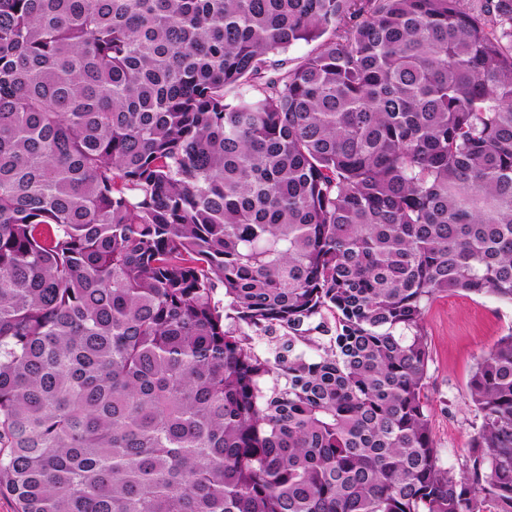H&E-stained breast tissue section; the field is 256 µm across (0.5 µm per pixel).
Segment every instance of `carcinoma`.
Segmentation results:
<instances>
[{"mask_svg":"<svg viewBox=\"0 0 512 512\" xmlns=\"http://www.w3.org/2000/svg\"><path fill=\"white\" fill-rule=\"evenodd\" d=\"M448 292L512 303V0H0L17 512H512V333L432 434Z\"/></svg>","mask_w":512,"mask_h":512,"instance_id":"cac0c4a2","label":"carcinoma"}]
</instances>
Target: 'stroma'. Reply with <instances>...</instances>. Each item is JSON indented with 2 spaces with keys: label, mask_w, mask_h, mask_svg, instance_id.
<instances>
[{
  "label": "stroma",
  "mask_w": 512,
  "mask_h": 512,
  "mask_svg": "<svg viewBox=\"0 0 512 512\" xmlns=\"http://www.w3.org/2000/svg\"><path fill=\"white\" fill-rule=\"evenodd\" d=\"M422 326L429 349L432 432L448 464L458 468L481 424L468 383L481 356L512 333V304L490 295L450 293L427 305Z\"/></svg>",
  "instance_id": "35a3bbf8"
}]
</instances>
